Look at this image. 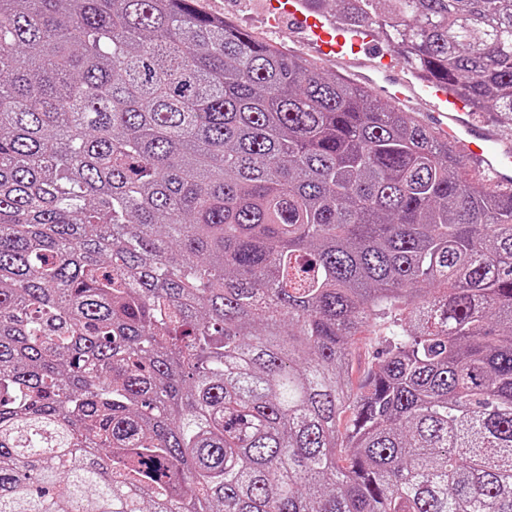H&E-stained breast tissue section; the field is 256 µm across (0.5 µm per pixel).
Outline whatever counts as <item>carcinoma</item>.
Masks as SVG:
<instances>
[{
  "label": "carcinoma",
  "mask_w": 512,
  "mask_h": 512,
  "mask_svg": "<svg viewBox=\"0 0 512 512\" xmlns=\"http://www.w3.org/2000/svg\"><path fill=\"white\" fill-rule=\"evenodd\" d=\"M304 3L512 126V0ZM0 512H512V193L197 0H0ZM384 336H361L350 354V374L355 387H359L368 372L379 362L385 347Z\"/></svg>",
  "instance_id": "obj_1"
}]
</instances>
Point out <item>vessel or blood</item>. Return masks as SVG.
<instances>
[{"label":"vessel or blood","mask_w":512,"mask_h":512,"mask_svg":"<svg viewBox=\"0 0 512 512\" xmlns=\"http://www.w3.org/2000/svg\"><path fill=\"white\" fill-rule=\"evenodd\" d=\"M267 9L274 20H288L324 60L356 68L358 78L370 89L389 87L398 109H406L416 100L426 101L433 124L464 162L476 164L491 184L506 192L512 190V140L482 119L465 98L444 84L415 86L395 67L393 54L373 43L366 32L344 35L336 25L307 10L302 0H267Z\"/></svg>","instance_id":"1"}]
</instances>
